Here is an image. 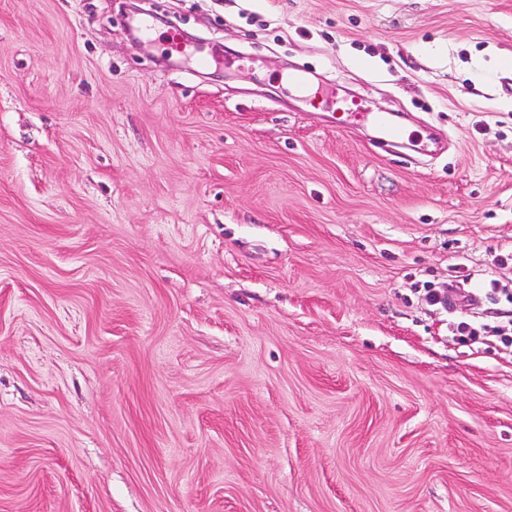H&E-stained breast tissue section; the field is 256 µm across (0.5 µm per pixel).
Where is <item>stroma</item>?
<instances>
[{"label":"stroma","mask_w":512,"mask_h":512,"mask_svg":"<svg viewBox=\"0 0 512 512\" xmlns=\"http://www.w3.org/2000/svg\"><path fill=\"white\" fill-rule=\"evenodd\" d=\"M511 251L512 0H0V512H512ZM376 125L382 132V136L376 141V146L385 149L388 145L401 142L406 139V132L403 127L392 124L387 116L376 114L367 118ZM448 330L455 336L456 340L464 344L489 345L497 342L503 345H512L511 321L507 325L474 324L460 320L448 324Z\"/></svg>","instance_id":"stroma-1"}]
</instances>
